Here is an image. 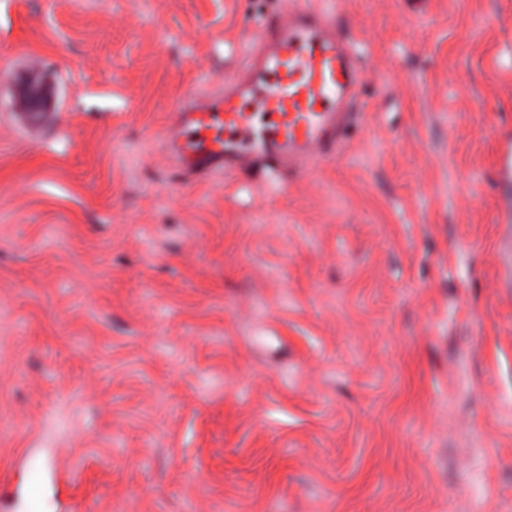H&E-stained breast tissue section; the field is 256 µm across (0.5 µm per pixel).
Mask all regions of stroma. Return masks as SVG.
<instances>
[{"mask_svg":"<svg viewBox=\"0 0 512 512\" xmlns=\"http://www.w3.org/2000/svg\"><path fill=\"white\" fill-rule=\"evenodd\" d=\"M290 2L0 0V512H512V0H308L340 153L180 172Z\"/></svg>","mask_w":512,"mask_h":512,"instance_id":"obj_1","label":"stroma"}]
</instances>
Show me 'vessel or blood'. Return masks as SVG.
I'll list each match as a JSON object with an SVG mask.
<instances>
[{
    "label": "vessel or blood",
    "mask_w": 512,
    "mask_h": 512,
    "mask_svg": "<svg viewBox=\"0 0 512 512\" xmlns=\"http://www.w3.org/2000/svg\"><path fill=\"white\" fill-rule=\"evenodd\" d=\"M245 55L222 97L179 106L161 141L175 166L201 178L256 164L277 173L334 153L362 81L346 29L299 7L267 19Z\"/></svg>",
    "instance_id": "b4317fda"
}]
</instances>
